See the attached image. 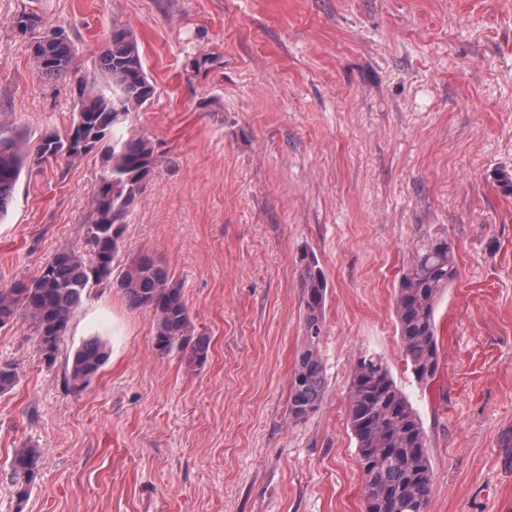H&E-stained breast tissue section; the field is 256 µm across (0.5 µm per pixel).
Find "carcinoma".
Returning <instances> with one entry per match:
<instances>
[{"label":"carcinoma","instance_id":"1","mask_svg":"<svg viewBox=\"0 0 512 512\" xmlns=\"http://www.w3.org/2000/svg\"><path fill=\"white\" fill-rule=\"evenodd\" d=\"M31 48L42 77L60 79L72 74L73 50L63 31L43 32ZM96 68L112 81V92H88L86 85L80 86L71 131L83 133L84 144L72 143L69 134H48L33 146L22 138H0V217L7 212L24 169L40 168L62 156L73 161L104 144L112 161L100 177L83 248L61 249L35 279L1 287L0 328L23 316L41 358L51 366L83 293L95 285L112 284L131 306L153 312V340L159 354L177 350L188 365L200 366L208 358L209 340L196 332L182 282L148 254L122 265L117 262L125 218L153 176L156 159L148 140L113 141L110 134L154 98L156 87L145 71L138 42L119 25L112 27ZM457 275L452 241L445 233L428 230L397 284L402 353L406 367L422 386L438 373L436 312ZM300 286L305 343L289 380L288 418L294 423L315 414L326 392L319 344L327 284L321 269L312 263L305 265ZM105 360L102 345L95 339L87 341L73 356L71 382L77 387L89 384ZM18 381V367L0 363V395L11 392ZM347 420L362 476L365 512H425L433 483L428 435L381 357L363 354L356 359ZM40 458L41 450L33 445L23 443L13 449L9 466L19 496L26 494L34 480Z\"/></svg>","mask_w":512,"mask_h":512}]
</instances>
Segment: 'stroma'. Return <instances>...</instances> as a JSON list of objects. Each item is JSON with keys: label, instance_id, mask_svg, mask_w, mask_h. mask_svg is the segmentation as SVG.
I'll return each mask as SVG.
<instances>
[{"label": "stroma", "instance_id": "obj_1", "mask_svg": "<svg viewBox=\"0 0 512 512\" xmlns=\"http://www.w3.org/2000/svg\"><path fill=\"white\" fill-rule=\"evenodd\" d=\"M62 29L73 76L41 78L16 18ZM137 39L154 98L121 128L155 173L126 257L184 285L202 367L159 355L150 311L87 290L54 366L25 319L0 329L20 367L0 396V512H364L347 428L351 371L380 354L429 436L425 512H512V0H0V136L72 127L113 25ZM99 151L23 173L0 218V286L80 246ZM455 245L436 319L441 360L407 370L395 288L423 231ZM327 283L326 395L288 419L304 344L300 280ZM107 360L69 380L89 339ZM42 451L26 498L13 448Z\"/></svg>", "mask_w": 512, "mask_h": 512}]
</instances>
